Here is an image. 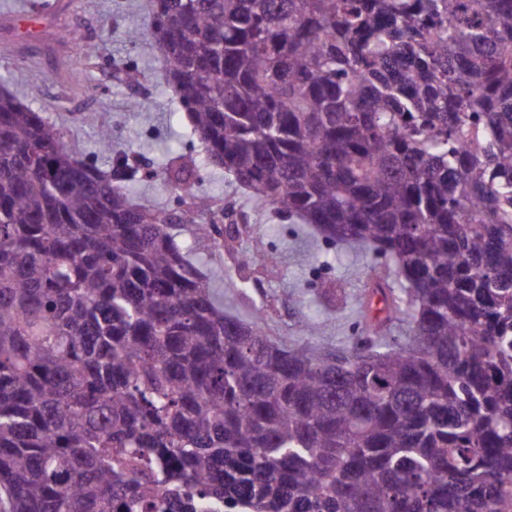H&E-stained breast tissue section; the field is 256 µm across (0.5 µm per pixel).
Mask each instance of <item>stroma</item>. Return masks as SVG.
Segmentation results:
<instances>
[{"label": "stroma", "mask_w": 512, "mask_h": 512, "mask_svg": "<svg viewBox=\"0 0 512 512\" xmlns=\"http://www.w3.org/2000/svg\"><path fill=\"white\" fill-rule=\"evenodd\" d=\"M33 8L41 17L31 25L27 15ZM48 30L58 35L50 44L44 40ZM133 30L141 33L134 43L128 38ZM89 47L94 50L90 61L71 73L66 60ZM130 67L138 71V83L127 81ZM50 76L57 84L52 96L44 92ZM0 82L100 169H109L117 153L140 169L137 202L176 218L173 233L191 246L192 260L211 273L229 312L243 317L251 307H265L275 337L297 335L301 321L314 318L319 323L314 341L328 348L360 336L365 286L372 269L383 268V259L343 252L304 234L299 221L254 206L243 188L206 162L165 80L161 50L151 35L150 0H95L91 9L82 0H0ZM104 124L116 134L110 155L99 151L95 137ZM176 156L191 163L197 192L216 197L238 216V224L224 226L223 249L196 239L192 225L180 223L189 198L156 178ZM252 248L271 253L276 275L239 269V253Z\"/></svg>", "instance_id": "stroma-1"}]
</instances>
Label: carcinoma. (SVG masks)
Listing matches in <instances>:
<instances>
[{"mask_svg": "<svg viewBox=\"0 0 512 512\" xmlns=\"http://www.w3.org/2000/svg\"><path fill=\"white\" fill-rule=\"evenodd\" d=\"M151 11L207 162L403 288L352 344L272 339L1 91L0 512H512V0Z\"/></svg>", "mask_w": 512, "mask_h": 512, "instance_id": "1", "label": "carcinoma"}]
</instances>
